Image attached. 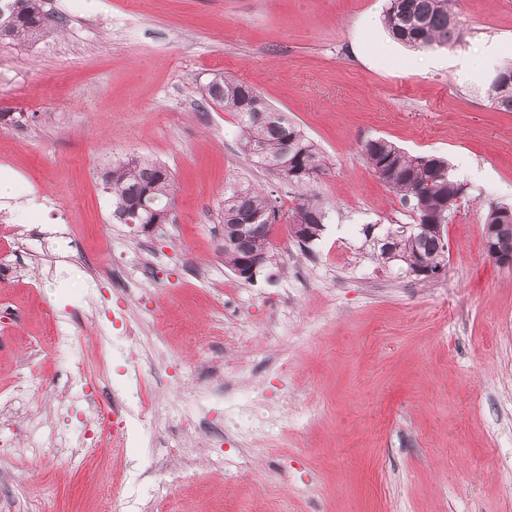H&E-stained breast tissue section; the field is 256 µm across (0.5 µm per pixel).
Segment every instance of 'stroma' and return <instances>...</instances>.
Returning <instances> with one entry per match:
<instances>
[{
  "label": "stroma",
  "mask_w": 512,
  "mask_h": 512,
  "mask_svg": "<svg viewBox=\"0 0 512 512\" xmlns=\"http://www.w3.org/2000/svg\"><path fill=\"white\" fill-rule=\"evenodd\" d=\"M386 0H46L60 33L0 43V512H512V268L484 224L512 207V112L487 88L512 63V0H458L463 37L394 41ZM252 85L320 149L312 186L329 214L308 246L273 225L251 280L224 262V193L260 188L282 212L299 190L254 165L234 113L208 105L216 75ZM383 137L445 159L467 185L446 226L442 274L373 259L367 224H410L361 147ZM149 156L174 175L173 220L116 223L100 174ZM80 326L54 348L49 320ZM133 325L100 391L125 409L120 448L74 463L90 427L74 369L98 327ZM220 337L224 387L190 366ZM146 372L137 382L136 371ZM215 420L223 440L188 433ZM165 458L172 481L148 490Z\"/></svg>",
  "instance_id": "stroma-1"
}]
</instances>
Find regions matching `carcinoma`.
<instances>
[{
  "label": "carcinoma",
  "mask_w": 512,
  "mask_h": 512,
  "mask_svg": "<svg viewBox=\"0 0 512 512\" xmlns=\"http://www.w3.org/2000/svg\"><path fill=\"white\" fill-rule=\"evenodd\" d=\"M384 24L393 39L414 48L451 46L460 42L462 29L454 10V0H389ZM61 31V21L44 7V0H0V42H37ZM508 79L490 83L488 101L495 108L512 112V63L502 67ZM204 100L235 114L243 150L261 167L276 172L290 184L308 187L325 170L317 145L277 111L249 84L214 76L202 90ZM362 152L373 172L386 171L382 183L405 203L417 204L423 195L424 206L415 210L417 223L442 214L450 220L448 198L466 192V184L456 178L447 161L433 155H409L386 138H373L362 145ZM104 188L112 195V217L129 215L148 194L152 212L139 210L144 222L161 224L172 220L173 176L160 162L135 157L116 161L101 173ZM278 212L270 196L250 187L233 188L224 198V224L247 223L236 242L224 246V260L231 268L259 246L271 249L270 213ZM328 214L314 194L304 193L288 215V225H300L320 234ZM488 224H503L499 244L512 252V219L500 220L495 210L486 217ZM400 261L406 266L426 263L432 270L447 265L446 235L435 231L408 233L394 243Z\"/></svg>",
  "instance_id": "1"
}]
</instances>
